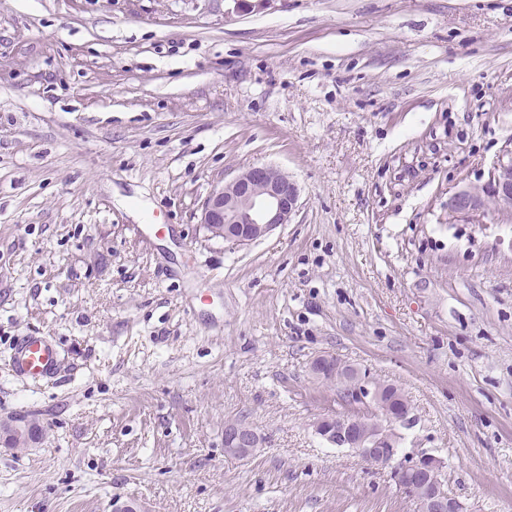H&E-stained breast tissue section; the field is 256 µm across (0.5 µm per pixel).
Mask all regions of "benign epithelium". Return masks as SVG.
Returning <instances> with one entry per match:
<instances>
[{"instance_id": "7a95c632", "label": "benign epithelium", "mask_w": 512, "mask_h": 512, "mask_svg": "<svg viewBox=\"0 0 512 512\" xmlns=\"http://www.w3.org/2000/svg\"><path fill=\"white\" fill-rule=\"evenodd\" d=\"M300 190L285 172L272 165L251 166L229 182L211 189L203 208L202 224L214 237L237 246L249 245L270 235L278 226L290 221L298 209ZM503 215H512V158L495 167L482 185H464L448 197V216L483 211L488 203ZM336 370L352 377L350 391L363 405L381 404L379 387L368 389L360 384L355 369L336 366ZM405 414L393 419L386 429L375 430L360 439L353 437L352 420L347 416L320 418L313 422L316 434L338 447H348L366 462L388 466L398 446L394 425L406 424ZM0 430L9 440L30 439L31 423L21 417L0 422ZM260 439L249 427L235 424L224 430L226 454L244 458L259 448ZM444 461L430 453H422L394 471L397 486L408 500L415 503L417 512H461L462 504L448 496L444 482ZM410 472H422L428 481L422 486H407L404 477Z\"/></svg>"}]
</instances>
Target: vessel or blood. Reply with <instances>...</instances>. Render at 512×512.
<instances>
[{
  "instance_id": "1",
  "label": "vessel or blood",
  "mask_w": 512,
  "mask_h": 512,
  "mask_svg": "<svg viewBox=\"0 0 512 512\" xmlns=\"http://www.w3.org/2000/svg\"><path fill=\"white\" fill-rule=\"evenodd\" d=\"M58 355V346L51 337L31 333L14 343L8 365L17 377L50 382L58 375Z\"/></svg>"
}]
</instances>
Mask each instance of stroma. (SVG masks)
I'll use <instances>...</instances> for the list:
<instances>
[{
  "instance_id": "obj_1",
  "label": "stroma",
  "mask_w": 512,
  "mask_h": 512,
  "mask_svg": "<svg viewBox=\"0 0 512 512\" xmlns=\"http://www.w3.org/2000/svg\"><path fill=\"white\" fill-rule=\"evenodd\" d=\"M512 158V0H0V512H416L317 435L330 355L407 396L399 454L512 512V218L448 197ZM299 207L236 246L214 185ZM60 347L15 378L19 336ZM243 423L262 444L224 452ZM299 198V187L288 173L272 165H254L211 189L201 223L214 237L249 245L288 223ZM58 355L57 343L50 336L31 333L13 344L8 365L17 377L50 382L58 375Z\"/></svg>"
}]
</instances>
